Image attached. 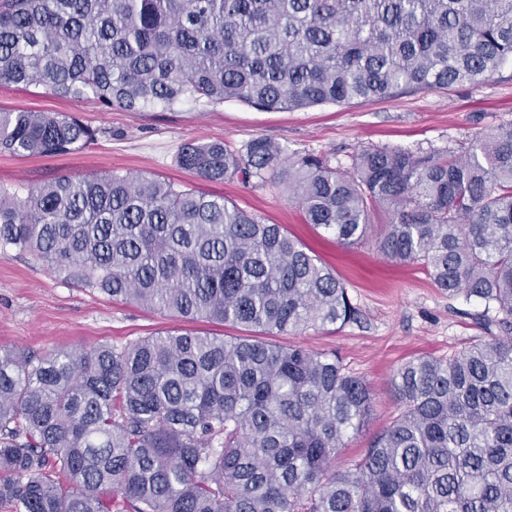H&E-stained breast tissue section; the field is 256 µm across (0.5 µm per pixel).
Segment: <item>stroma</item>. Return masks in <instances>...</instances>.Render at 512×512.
Wrapping results in <instances>:
<instances>
[{"instance_id":"35a3bbf8","label":"stroma","mask_w":512,"mask_h":512,"mask_svg":"<svg viewBox=\"0 0 512 512\" xmlns=\"http://www.w3.org/2000/svg\"><path fill=\"white\" fill-rule=\"evenodd\" d=\"M0 109L73 115L97 132L94 144L79 151L30 157L0 153V188L17 190L62 175L79 179L104 171L171 180L224 196L266 223L285 225L335 270L358 310L357 320L280 335L276 341L335 353L371 389V412L362 429L346 440L336 459L338 469L360 458L396 413L390 378L400 364L418 355L452 357L485 334L474 319L479 303L437 288L420 266L391 262L379 252L384 214L375 216L363 240L342 246L319 238L305 224L285 186L245 185L237 179L206 182L178 167L176 154L192 139L221 140L240 149L258 137L291 154L327 156L344 168L352 155L368 147L443 153L478 133L512 124L511 65L476 85L278 112L234 100L128 112L14 85L0 86ZM177 325L176 319L143 306L71 286L29 252L11 247L0 256V348L40 355L52 349L121 346Z\"/></svg>"}]
</instances>
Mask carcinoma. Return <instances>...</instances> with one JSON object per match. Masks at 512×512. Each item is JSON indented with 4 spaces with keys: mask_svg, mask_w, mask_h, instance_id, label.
I'll list each match as a JSON object with an SVG mask.
<instances>
[{
    "mask_svg": "<svg viewBox=\"0 0 512 512\" xmlns=\"http://www.w3.org/2000/svg\"><path fill=\"white\" fill-rule=\"evenodd\" d=\"M512 62V0H0V85L129 112L234 99L266 111L478 84ZM71 115L0 112V150L84 149ZM210 182L286 185L341 245L483 305L480 342L417 356L398 414L341 471L372 407L333 353L169 329L123 346L0 351V502L13 512H512V126L444 154L368 148L350 168L255 138L187 141ZM165 316L267 335L355 319L334 270L221 195L117 171L0 189V249ZM496 327L498 332L491 331ZM65 475L61 483L57 473Z\"/></svg>",
    "mask_w": 512,
    "mask_h": 512,
    "instance_id": "1",
    "label": "carcinoma"
}]
</instances>
